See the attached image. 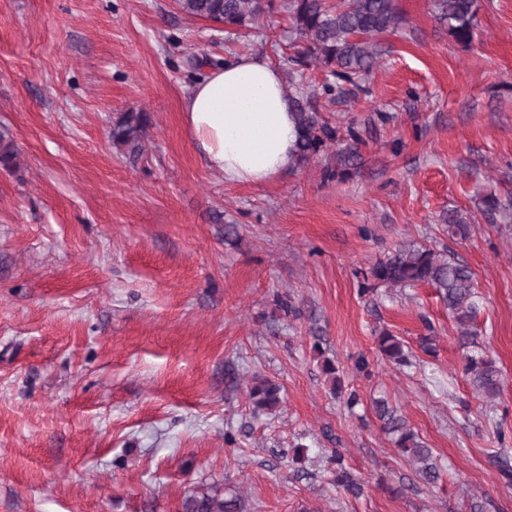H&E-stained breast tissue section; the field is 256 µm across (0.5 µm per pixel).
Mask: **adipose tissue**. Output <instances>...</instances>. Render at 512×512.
<instances>
[{
    "instance_id": "adipose-tissue-1",
    "label": "adipose tissue",
    "mask_w": 512,
    "mask_h": 512,
    "mask_svg": "<svg viewBox=\"0 0 512 512\" xmlns=\"http://www.w3.org/2000/svg\"><path fill=\"white\" fill-rule=\"evenodd\" d=\"M187 130L225 181L262 185L294 164L296 124L280 70L241 55L195 80L182 101Z\"/></svg>"
}]
</instances>
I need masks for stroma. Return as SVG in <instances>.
I'll return each mask as SVG.
<instances>
[{"label": "stroma", "instance_id": "stroma-1", "mask_svg": "<svg viewBox=\"0 0 512 512\" xmlns=\"http://www.w3.org/2000/svg\"><path fill=\"white\" fill-rule=\"evenodd\" d=\"M361 90L316 104L359 131L346 179L336 150L267 184L224 181L181 114L198 72L244 54L283 65L281 9L225 40L175 0H0V125L20 150L0 168V512H179L203 485L239 487L246 512H512V222L478 207L512 191V0H476L464 47L431 0H396ZM148 111L145 150L113 147V116ZM473 226L443 232L448 211ZM446 247L474 273L477 342L502 371L474 393L433 288L359 291L358 270L400 243ZM412 356L382 359L374 331ZM435 339V353L420 347ZM366 359V371L355 364ZM338 367L347 409L322 372ZM281 386L253 417L239 385ZM386 397L432 448L437 486L381 432ZM311 449L294 476L296 444ZM363 483L337 493L325 454Z\"/></svg>", "mask_w": 512, "mask_h": 512}]
</instances>
